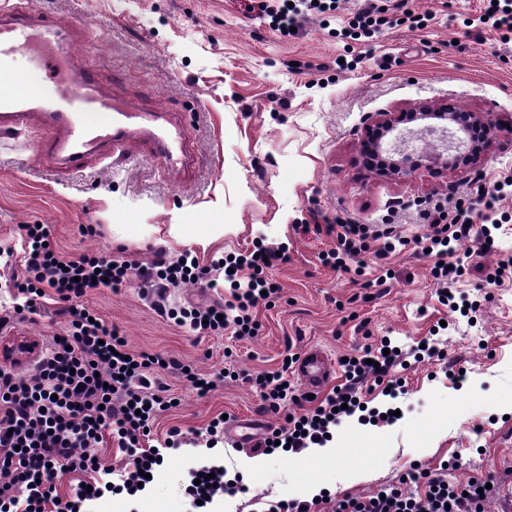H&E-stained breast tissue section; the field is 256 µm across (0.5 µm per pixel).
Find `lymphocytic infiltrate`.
Here are the masks:
<instances>
[{
  "label": "lymphocytic infiltrate",
  "mask_w": 512,
  "mask_h": 512,
  "mask_svg": "<svg viewBox=\"0 0 512 512\" xmlns=\"http://www.w3.org/2000/svg\"><path fill=\"white\" fill-rule=\"evenodd\" d=\"M339 0H250L252 11L270 20L273 30L299 26L307 17L329 23ZM512 197V178L478 187L475 197H461L453 210L433 205L421 213L428 231L421 236V249L435 264L431 274L438 284V300L450 311L459 308L454 286L463 274L457 256L459 244L476 239L482 250L494 240L488 229H475L478 210H494ZM337 246L322 253L323 265L345 271L350 260L374 251L386 259L397 250L398 237L389 231H374L363 224L337 221ZM22 257L25 275L15 288L21 298L12 309L0 312V331L14 329L36 313L47 299L65 305L66 327L59 339L43 341L41 351L27 374L0 370V512H88L105 491L130 497L140 492L142 473H156L160 463L152 459L149 429L156 417L172 405L167 387L155 373L166 368L185 372L199 394L212 390L217 378L186 371L174 358L135 353L124 337L90 309L77 307L76 299L93 290L95 281L117 288L131 279L141 287L166 293L188 283L218 288L228 283L229 299L207 307L171 308L169 319L200 333L231 332L239 340L257 335L255 311L259 304L278 297L280 287L270 280L268 268L279 265L275 248L260 244L221 258L212 267L200 266L197 258L183 254L177 260L158 258L140 266L109 254L66 258L52 248L49 225L24 227ZM403 362L400 347L381 341L379 348H364L344 363L345 383L334 388L317 406L286 418L285 426L271 429L253 451L270 455L275 450L297 454L324 444L331 427L361 408L362 387L368 379L386 382L397 389L400 380L393 371ZM116 442L127 457L113 468L97 461L96 449L105 441ZM71 475L69 492H61L58 474ZM241 476H228L226 468L211 459L189 469L185 494L208 512L206 500H217L238 491ZM492 496L484 480L448 481L443 474L412 469L398 483L384 490L380 499L349 497L335 504L333 512H485Z\"/></svg>",
  "instance_id": "obj_1"
}]
</instances>
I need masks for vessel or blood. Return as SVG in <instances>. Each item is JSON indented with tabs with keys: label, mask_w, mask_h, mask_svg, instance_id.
Instances as JSON below:
<instances>
[{
	"label": "vessel or blood",
	"mask_w": 512,
	"mask_h": 512,
	"mask_svg": "<svg viewBox=\"0 0 512 512\" xmlns=\"http://www.w3.org/2000/svg\"><path fill=\"white\" fill-rule=\"evenodd\" d=\"M71 34L57 21L30 22L19 0L0 5V132L31 126L46 130L39 151L62 169L75 170L90 152L119 162L128 149L140 144L174 177L187 163L189 139L182 124L165 112H145L120 93L101 94L90 70L61 79L55 73V55L66 54ZM30 52L31 73L21 77L10 71L18 50ZM297 377L307 393L323 388L334 376L331 359L316 351L297 363ZM494 512H512V479L493 477Z\"/></svg>",
	"instance_id": "1"
}]
</instances>
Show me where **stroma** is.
I'll return each instance as SVG.
<instances>
[{
	"label": "stroma",
	"instance_id": "35a3bbf8",
	"mask_svg": "<svg viewBox=\"0 0 512 512\" xmlns=\"http://www.w3.org/2000/svg\"><path fill=\"white\" fill-rule=\"evenodd\" d=\"M363 0H341L335 19L302 22L281 39L266 20L246 13L244 0H28L31 15L61 21L74 33L64 67L92 70L105 90L120 77L128 95L151 112L182 117L194 156L189 181L170 177L147 153L122 167L90 155L79 172L53 170L38 152L39 133L0 134V307H9L22 227L47 224L61 255L112 253L141 265L191 252L201 265L263 243L288 260L268 271L281 294L258 306L257 336L203 335L176 325L158 302H223L224 289L181 288L158 299L138 281L83 297L123 336L130 350L172 357L201 372L231 376L198 395L176 373H162L176 407L154 425L156 438L180 427L187 443L168 450L152 489L135 501L104 496L96 512H187L184 476L205 451V427L218 414L283 425L298 412L286 403L267 411L245 377L280 369L288 353L319 347L333 361L391 340L408 357L398 374L404 392L392 399L379 386L363 390L369 406H397L393 422L342 418L328 449L253 455L224 438V464L243 474L245 491L225 495L219 512H267L279 501L310 499L313 486L335 501L362 497L398 482L414 464L435 470L451 462L449 481L512 475V275L491 284L499 260L512 257V198L495 248L461 243L466 273L458 290L476 306L449 319L430 275L432 258L414 244L423 235L416 202L451 204L477 184L512 176V43L478 37L464 24L482 0H405L377 38L330 37ZM428 16L425 28L403 22L404 12ZM356 60L339 70L338 58ZM445 103L493 113L496 127L476 164L421 168L405 177L365 162L366 128L380 113ZM390 224L409 240L387 262L361 257L360 272L322 265L336 246L326 232L336 219ZM391 278L380 279L381 269ZM56 304L0 334V348L39 342L66 324ZM446 331H438L441 320ZM437 335L444 358L418 361L409 350Z\"/></svg>",
	"mask_w": 512,
	"mask_h": 512
}]
</instances>
